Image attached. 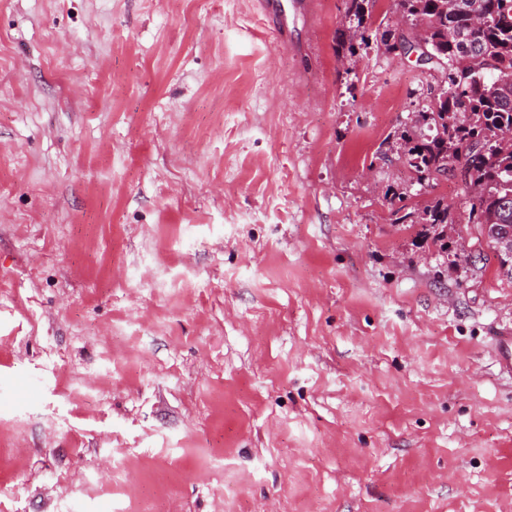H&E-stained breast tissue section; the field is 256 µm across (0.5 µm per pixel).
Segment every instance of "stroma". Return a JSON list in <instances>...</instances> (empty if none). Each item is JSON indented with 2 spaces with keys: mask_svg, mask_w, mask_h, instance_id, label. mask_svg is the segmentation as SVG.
Here are the masks:
<instances>
[{
  "mask_svg": "<svg viewBox=\"0 0 512 512\" xmlns=\"http://www.w3.org/2000/svg\"><path fill=\"white\" fill-rule=\"evenodd\" d=\"M255 2L0 0V512H512V280L378 154L429 74ZM264 8V13L272 19V33L276 39L281 42L282 38H288V23L285 13L282 11L281 4L278 0L271 2L260 1ZM419 218V224H428L432 229L438 226L445 227L441 224H448V205L443 206L439 201L429 202L420 210Z\"/></svg>",
  "mask_w": 512,
  "mask_h": 512,
  "instance_id": "35a3bbf8",
  "label": "stroma"
}]
</instances>
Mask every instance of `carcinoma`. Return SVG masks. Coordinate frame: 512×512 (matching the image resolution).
Masks as SVG:
<instances>
[{"mask_svg":"<svg viewBox=\"0 0 512 512\" xmlns=\"http://www.w3.org/2000/svg\"><path fill=\"white\" fill-rule=\"evenodd\" d=\"M376 0H348V33L337 51L354 57L369 46ZM410 31L400 43L382 33L386 53L426 56L425 67L440 74L446 97H430L414 113L411 124L395 132L408 166L418 182L452 174L483 191L471 197L469 220L479 233L493 234L496 225H512V140L496 131L512 129V0H398ZM429 21L433 32L425 48L414 45L416 27ZM430 228L448 223V207L429 202L420 210Z\"/></svg>","mask_w":512,"mask_h":512,"instance_id":"obj_1","label":"carcinoma"}]
</instances>
